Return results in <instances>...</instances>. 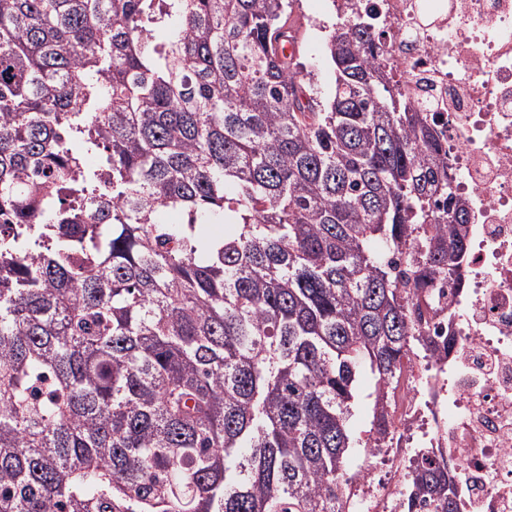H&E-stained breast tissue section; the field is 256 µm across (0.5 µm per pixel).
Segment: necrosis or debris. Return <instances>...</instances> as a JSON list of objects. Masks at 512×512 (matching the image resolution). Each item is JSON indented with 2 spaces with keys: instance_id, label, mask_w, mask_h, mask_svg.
<instances>
[{
  "instance_id": "necrosis-or-debris-1",
  "label": "necrosis or debris",
  "mask_w": 512,
  "mask_h": 512,
  "mask_svg": "<svg viewBox=\"0 0 512 512\" xmlns=\"http://www.w3.org/2000/svg\"><path fill=\"white\" fill-rule=\"evenodd\" d=\"M371 9L399 91L438 104L471 220L460 291L438 283V303L416 313L449 349L405 372L348 512H406L422 449L454 460L459 512H512V0H336L340 19Z\"/></svg>"
}]
</instances>
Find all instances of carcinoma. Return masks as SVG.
Wrapping results in <instances>:
<instances>
[{
    "mask_svg": "<svg viewBox=\"0 0 512 512\" xmlns=\"http://www.w3.org/2000/svg\"><path fill=\"white\" fill-rule=\"evenodd\" d=\"M299 20L0 0V512H345L359 379L383 439L470 214L374 15L323 26L327 97ZM450 472L407 512H458Z\"/></svg>",
    "mask_w": 512,
    "mask_h": 512,
    "instance_id": "1",
    "label": "carcinoma"
}]
</instances>
